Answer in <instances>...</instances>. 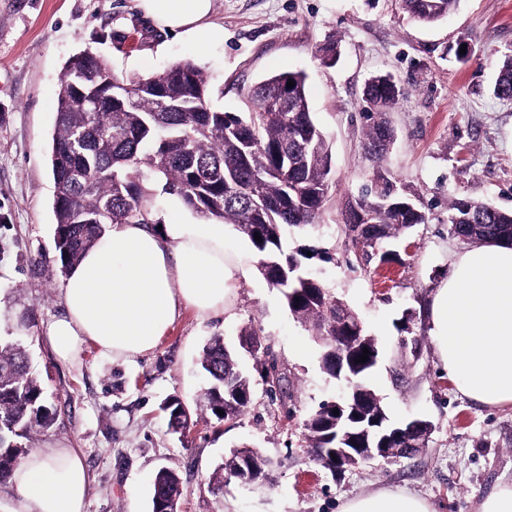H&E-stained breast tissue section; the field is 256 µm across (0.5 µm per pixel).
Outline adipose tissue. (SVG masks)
Returning a JSON list of instances; mask_svg holds the SVG:
<instances>
[{"label":"adipose tissue","mask_w":512,"mask_h":512,"mask_svg":"<svg viewBox=\"0 0 512 512\" xmlns=\"http://www.w3.org/2000/svg\"><path fill=\"white\" fill-rule=\"evenodd\" d=\"M161 30L199 49L224 40L211 21L213 0H136ZM221 224H113L69 272L63 317L48 343L63 362L86 346L115 360L153 351L181 306L229 312L245 269ZM429 335L460 393L485 406L512 405V245L482 242L458 254L429 305ZM19 512H83L89 476L76 448L33 449L16 468ZM341 512H437L419 496L378 490L344 502Z\"/></svg>","instance_id":"obj_1"}]
</instances>
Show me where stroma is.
Listing matches in <instances>:
<instances>
[{"label": "stroma", "instance_id": "stroma-1", "mask_svg": "<svg viewBox=\"0 0 512 512\" xmlns=\"http://www.w3.org/2000/svg\"><path fill=\"white\" fill-rule=\"evenodd\" d=\"M212 19L223 25L224 41L201 52L155 28L135 0H0V335L26 325L31 362L58 415L32 447L57 442L80 450L91 476L84 512H151V481L162 467L183 479L182 512H340L344 501L379 489L409 491L438 512H478L490 491L512 485V406H483L458 392L437 360L428 306L468 247L449 231L450 202L470 198L512 211V101L493 92L496 66L512 53V0H459L432 25L413 21L402 0H214ZM331 43L340 57L328 66L320 50ZM86 48L124 77L192 60L210 76L213 105L227 112L248 111L247 91L267 76L305 74L310 110L332 147V188L318 227L287 228L285 241L375 337L379 357L369 384L391 420L432 423L422 452L339 475L310 460L304 423L344 385L323 371L308 326L258 272L251 242L233 227L229 243L248 272L235 283L230 313L180 307L158 347L132 363L90 346L70 363L54 357L45 326L63 313L66 276L55 242L49 145L64 65ZM378 73L404 90L389 114L397 139L379 164L362 149V92ZM380 169L427 221L364 252L348 235L341 205ZM251 324L287 371V409L268 397L246 355L254 394L239 420L228 426L198 418L187 437L170 433L161 406L172 396L195 405L204 345L217 334L237 343ZM405 338L416 340V350L401 348ZM245 445L269 459V485L249 490L232 482L212 494L215 464Z\"/></svg>", "mask_w": 512, "mask_h": 512}]
</instances>
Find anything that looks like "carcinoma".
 <instances>
[{
	"label": "carcinoma",
	"mask_w": 512,
	"mask_h": 512,
	"mask_svg": "<svg viewBox=\"0 0 512 512\" xmlns=\"http://www.w3.org/2000/svg\"><path fill=\"white\" fill-rule=\"evenodd\" d=\"M458 0H403L411 19L436 23L448 16ZM294 86L287 87L288 81ZM494 94L512 99V54L497 67ZM403 94L386 74L370 78L364 88L365 148L382 159L396 139L385 119ZM206 71L191 61L172 65L148 77L120 78L95 51L87 48L66 62L57 97L50 142V171L55 185L53 212L61 271L66 273L92 247L110 224H156L157 184L178 196L189 209L208 219L235 225L259 256V270L278 289L289 312L322 344L321 364L334 377L331 336L347 331L336 319L343 305L296 256L285 251L286 226L314 227L331 190L332 155L326 135L310 111L305 76L298 72L271 75L252 86L249 112H226L210 104ZM453 234L512 244V211L483 202L456 198L449 206ZM353 245L376 244L407 233L426 222L414 200L397 191L390 178L375 179L374 188L345 199L342 209ZM260 233L262 241L255 240ZM368 349V361L357 362ZM378 356L369 336L344 359L356 368L367 395L375 392L365 379L371 358ZM200 367L207 381L199 409L219 423L227 410L237 420L250 406L224 405V376L239 386L252 384L240 368L236 352L213 337L203 348ZM274 373L270 397L286 403L288 375L276 358L263 362ZM168 420L189 428L191 414L177 397L163 406ZM334 410L323 403L306 423V447L336 445ZM343 420L349 430L384 433L394 428L389 416L373 422L362 417L359 400H350ZM56 423L43 385L34 374L26 347L0 340V483L9 480L28 454L26 440ZM218 463L210 485L224 492L235 479V459ZM182 481L163 467L153 478L152 500L181 495Z\"/></svg>",
	"instance_id": "carcinoma-1"
}]
</instances>
